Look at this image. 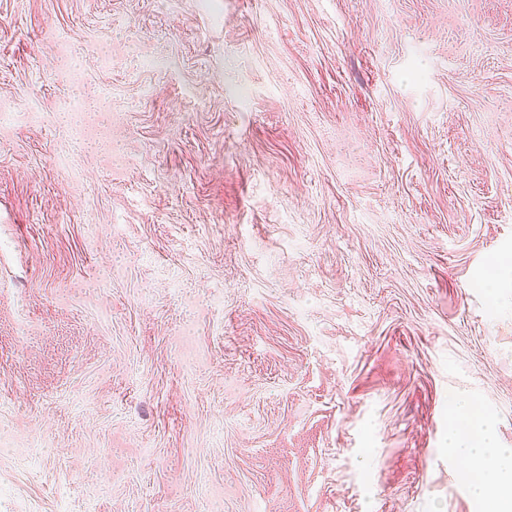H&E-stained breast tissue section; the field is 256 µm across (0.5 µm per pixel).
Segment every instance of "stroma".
Here are the masks:
<instances>
[{"label": "stroma", "mask_w": 512, "mask_h": 512, "mask_svg": "<svg viewBox=\"0 0 512 512\" xmlns=\"http://www.w3.org/2000/svg\"><path fill=\"white\" fill-rule=\"evenodd\" d=\"M512 448V0H0V512H485ZM457 418L448 427V447L478 466L470 483L473 495L485 501L488 512L512 511V448H496L490 423L460 400Z\"/></svg>", "instance_id": "obj_1"}]
</instances>
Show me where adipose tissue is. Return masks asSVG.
Masks as SVG:
<instances>
[{
	"label": "adipose tissue",
	"instance_id": "obj_1",
	"mask_svg": "<svg viewBox=\"0 0 512 512\" xmlns=\"http://www.w3.org/2000/svg\"><path fill=\"white\" fill-rule=\"evenodd\" d=\"M456 411L448 427V446L476 462L473 495L487 503L488 512H512V448L496 447L490 423L470 402L458 401Z\"/></svg>",
	"mask_w": 512,
	"mask_h": 512
}]
</instances>
